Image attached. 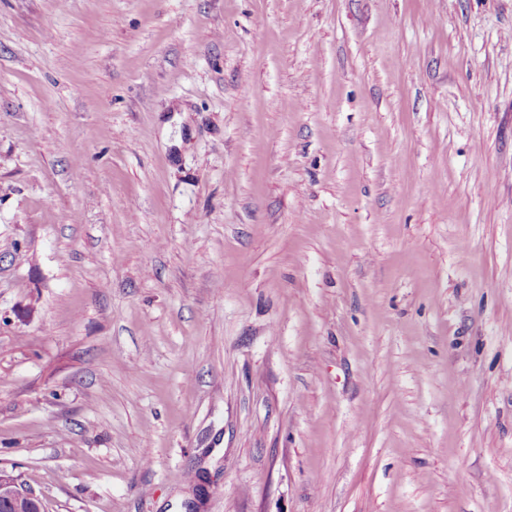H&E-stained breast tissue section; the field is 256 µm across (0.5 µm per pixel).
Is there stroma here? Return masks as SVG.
Masks as SVG:
<instances>
[{
    "label": "stroma",
    "instance_id": "35a3bbf8",
    "mask_svg": "<svg viewBox=\"0 0 512 512\" xmlns=\"http://www.w3.org/2000/svg\"><path fill=\"white\" fill-rule=\"evenodd\" d=\"M0 468L512 512V0H0Z\"/></svg>",
    "mask_w": 512,
    "mask_h": 512
}]
</instances>
